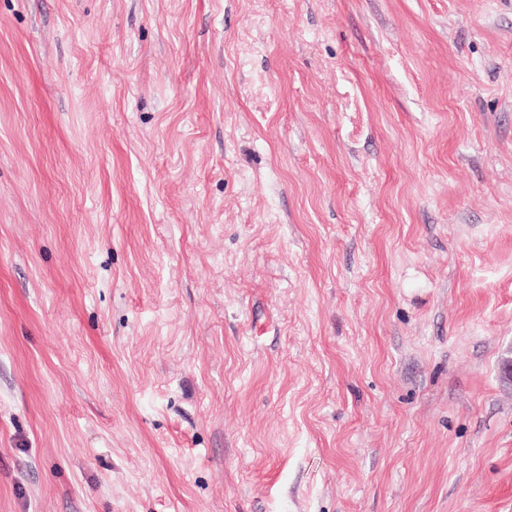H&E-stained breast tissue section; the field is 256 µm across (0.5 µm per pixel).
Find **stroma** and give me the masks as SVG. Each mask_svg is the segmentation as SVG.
Returning a JSON list of instances; mask_svg holds the SVG:
<instances>
[{
  "label": "stroma",
  "mask_w": 512,
  "mask_h": 512,
  "mask_svg": "<svg viewBox=\"0 0 512 512\" xmlns=\"http://www.w3.org/2000/svg\"><path fill=\"white\" fill-rule=\"evenodd\" d=\"M512 0H0V512H512Z\"/></svg>",
  "instance_id": "obj_1"
}]
</instances>
